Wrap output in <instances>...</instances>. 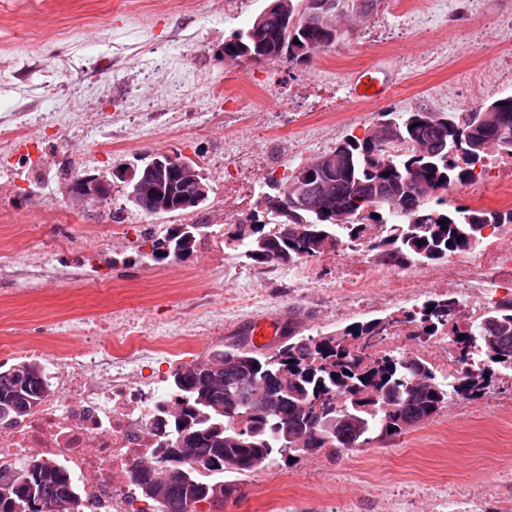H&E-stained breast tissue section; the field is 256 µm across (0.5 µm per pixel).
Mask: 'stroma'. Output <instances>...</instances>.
<instances>
[{
	"mask_svg": "<svg viewBox=\"0 0 512 512\" xmlns=\"http://www.w3.org/2000/svg\"><path fill=\"white\" fill-rule=\"evenodd\" d=\"M267 0H0V115L20 112L34 132L29 147L52 156L46 225L99 224L124 206L120 181L111 202L74 201L70 181L178 151L193 157L211 192L201 224L232 233L254 207L258 186L282 178L351 136H364L383 112H463L512 94V76L475 80L512 44V0H382L346 40L310 61H224L225 40L247 28ZM396 68L390 100L350 98L352 73L375 60ZM208 129L193 134L195 121ZM119 134L102 149L87 127ZM512 209V158L492 152L473 183L449 206ZM306 284L285 267L250 264L224 251L216 272L197 254L153 266L126 261L111 292L80 284L0 302V329L38 326L56 316L106 305H150L165 328L189 318L188 289L217 288L224 310L215 348L246 343L248 323L284 316L286 334H333L376 317H399L425 299L452 293L459 325L512 298V224L482 248L405 268L378 265L371 253L338 248L305 261ZM245 495L216 512H438L437 489L478 496L482 512L512 506V373L495 370L478 400L455 398L440 414L390 444L322 452L242 479Z\"/></svg>",
	"mask_w": 512,
	"mask_h": 512,
	"instance_id": "obj_1",
	"label": "stroma"
}]
</instances>
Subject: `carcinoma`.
<instances>
[{
	"label": "carcinoma",
	"mask_w": 512,
	"mask_h": 512,
	"mask_svg": "<svg viewBox=\"0 0 512 512\" xmlns=\"http://www.w3.org/2000/svg\"><path fill=\"white\" fill-rule=\"evenodd\" d=\"M325 2L324 17L315 19L306 13V0H270L247 29L224 42V51L237 63L284 55L307 62L346 39L348 30L332 17L336 7L341 17L365 16L379 0ZM379 120L397 124L399 136L384 146L346 138L335 147L330 172L313 159L267 183L249 223L238 224L227 245L255 264L285 266L343 242L365 244L379 264L401 268L466 254L486 238L487 228L512 224V209L448 210V189L476 179L477 164L488 154L481 145L493 130L447 112H383ZM295 181L307 186L305 204L284 209L271 203L285 198L282 189ZM186 191L166 184L150 206L131 209L146 217L195 212L183 204ZM375 227L379 233L372 236ZM202 228L178 225L155 242L153 258L190 255ZM459 308L457 297L440 295L403 316L419 346L452 328L462 367L448 377L418 353L376 350L395 323L384 318L327 336H290L271 355L238 346L180 367L172 374L178 398L166 410L164 446L132 474L141 496L162 512H201V505L223 504L226 493L242 495L236 476L283 458L391 443L440 413L449 399L481 398L491 382L487 363L512 371V299L495 302L483 321L462 328L453 324ZM44 392L38 363L0 370V407L8 406V415L27 414ZM161 464L169 469L164 480L140 477ZM38 499L55 502L53 512H81L79 492L63 468L37 463L0 473V512H40Z\"/></svg>",
	"instance_id": "cac0c4a2"
}]
</instances>
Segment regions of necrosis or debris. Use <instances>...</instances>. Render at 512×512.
<instances>
[{
	"label": "necrosis or debris",
	"mask_w": 512,
	"mask_h": 512,
	"mask_svg": "<svg viewBox=\"0 0 512 512\" xmlns=\"http://www.w3.org/2000/svg\"><path fill=\"white\" fill-rule=\"evenodd\" d=\"M126 217L74 232L62 225L52 234L28 224L25 250L0 245V295L20 297L45 284L87 282L105 288L115 281L116 239L142 260L150 254L140 240L155 241L165 227L143 224L139 239L125 235ZM224 326V310L197 309L192 321L162 331L141 310L123 306L104 313L54 318L48 338L60 343L57 358L43 355V340L28 324L10 328L0 350H19L43 362L46 391L20 418H0V469L26 462L62 464L74 476L83 512H155L134 483L115 482L132 472L160 441L162 407L173 397L165 378L151 374L155 363L177 365L182 355L204 350Z\"/></svg>",
	"instance_id": "4bbe7bcc"
}]
</instances>
